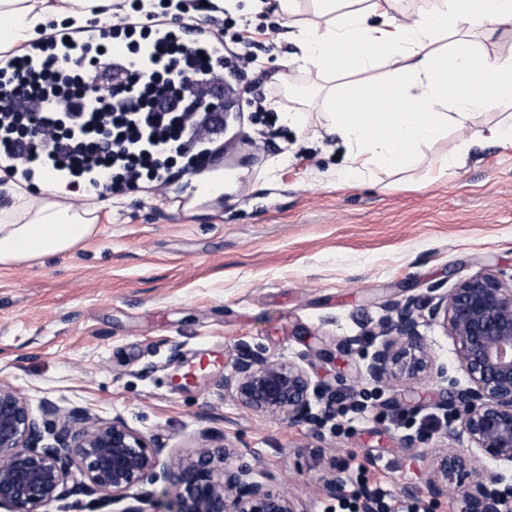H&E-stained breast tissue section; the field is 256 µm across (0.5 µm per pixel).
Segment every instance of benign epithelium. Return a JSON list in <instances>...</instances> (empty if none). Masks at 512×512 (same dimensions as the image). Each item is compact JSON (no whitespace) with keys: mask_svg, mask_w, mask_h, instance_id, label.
Returning <instances> with one entry per match:
<instances>
[{"mask_svg":"<svg viewBox=\"0 0 512 512\" xmlns=\"http://www.w3.org/2000/svg\"><path fill=\"white\" fill-rule=\"evenodd\" d=\"M419 308L452 338L468 378L466 387L436 394L435 405L459 421L448 426V440L461 432L468 446L437 449L429 494L436 500L456 490L461 512H512V484L486 466L512 469V283L485 268L422 305L412 299L392 304L395 315L386 319L367 367L373 382L396 387L427 374L447 376L419 329ZM224 382L254 412L289 423L320 418L312 407L317 388L294 361L244 351ZM159 469L170 479L175 512H305L285 491L255 480L254 467L236 448H199L168 464L126 423L52 401L36 414L0 378V509L48 512L59 499L98 491L133 500L123 512H145V497L134 489Z\"/></svg>","mask_w":512,"mask_h":512,"instance_id":"7a95c632","label":"benign epithelium"}]
</instances>
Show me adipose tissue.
Returning a JSON list of instances; mask_svg holds the SVG:
<instances>
[{"instance_id": "adipose-tissue-1", "label": "adipose tissue", "mask_w": 512, "mask_h": 512, "mask_svg": "<svg viewBox=\"0 0 512 512\" xmlns=\"http://www.w3.org/2000/svg\"><path fill=\"white\" fill-rule=\"evenodd\" d=\"M397 0H274L277 13L291 17L311 4L315 19L297 26L295 38L303 65L324 74L379 69L375 83L350 81L325 89L339 101L329 112V131L348 148L349 170L362 178L372 169L401 171L421 149L465 127L474 114L512 109V57L492 59L480 52L482 32L512 25V0H435L434 7L404 21L394 16ZM101 0H68L47 9L38 0H0L8 43L36 38L48 22L68 30L103 25ZM450 35L445 49L434 41ZM50 199L34 206L26 192L14 195L0 220V266L62 255L90 239L94 210L75 211L58 203L62 190L38 181Z\"/></svg>"}]
</instances>
